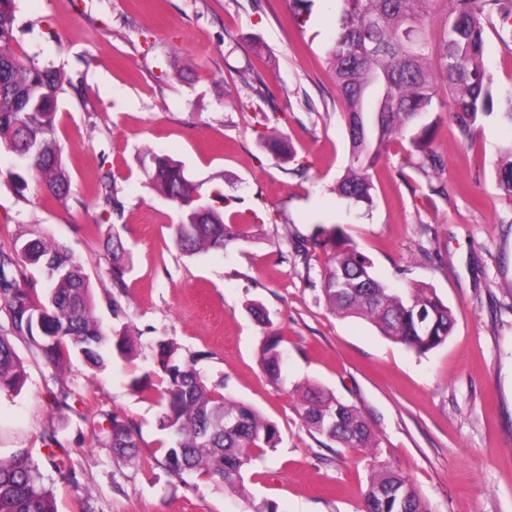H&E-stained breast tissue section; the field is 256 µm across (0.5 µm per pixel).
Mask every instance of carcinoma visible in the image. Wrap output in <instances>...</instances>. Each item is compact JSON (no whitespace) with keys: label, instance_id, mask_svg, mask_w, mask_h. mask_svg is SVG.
Instances as JSON below:
<instances>
[{"label":"carcinoma","instance_id":"carcinoma-1","mask_svg":"<svg viewBox=\"0 0 512 512\" xmlns=\"http://www.w3.org/2000/svg\"><path fill=\"white\" fill-rule=\"evenodd\" d=\"M15 0H0V149L15 165L6 179L22 188L30 175L40 192L67 198L71 179L56 136L59 96L73 82L63 72L15 49ZM336 38L328 50L351 160L336 183V193L353 206L373 202L370 168L392 140L411 133L421 154L405 165L426 174L443 166L430 150L439 108L448 113L462 142L471 140L478 116L489 113L493 76L484 63L487 33L512 50V0H340ZM147 178L180 211L174 242L187 254L224 249L249 238L250 224H226L224 202L216 191L202 200L199 185L181 164L153 151L143 155ZM497 183L512 201V143L501 149ZM316 245H336L320 287L326 303L342 318H358L381 335L420 354L448 340L452 310L424 284L394 288L374 271L372 261L346 243L336 226L317 230ZM110 256L103 271L115 288L125 287L128 272L121 238L106 241ZM37 270L45 293L38 295L26 274ZM0 312L9 328H0V392H13L23 381V365L13 339L22 338L45 364L60 369L78 356L92 370L103 371L114 356L133 354L132 338L112 335L94 314L90 277L63 245L33 231L0 248ZM282 337L273 333L262 346L264 373L282 378ZM156 369L131 380V387L162 406L158 430L164 466L176 475L192 472L249 502L245 472L267 448L279 442L277 425L254 408L224 395L197 369L198 354L156 343ZM160 376V382L153 376ZM306 428L341 448H372L375 436L361 413L323 387H300L298 408ZM107 444L123 458L135 456L138 431L117 417L107 419ZM365 512H428L412 484L386 470L371 476ZM0 512H58L52 489L37 464L18 454L0 460Z\"/></svg>","mask_w":512,"mask_h":512}]
</instances>
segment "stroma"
<instances>
[{"label": "stroma", "instance_id": "stroma-1", "mask_svg": "<svg viewBox=\"0 0 512 512\" xmlns=\"http://www.w3.org/2000/svg\"><path fill=\"white\" fill-rule=\"evenodd\" d=\"M339 10V0H313L302 19L290 0H15L19 47L76 85L56 117L72 190L58 201L0 180V247L24 229L53 237L83 263L103 326L137 339L101 373L78 358L55 371L15 343L26 381L0 394V457L28 452L58 512H244L247 501L161 465V408L130 387L161 339L199 353L211 383L277 425V447L246 474L249 501L363 512L371 476L394 470L428 512H512V202L496 180L512 127L481 117L464 146L441 118L432 148L445 166L430 175L403 167L412 147L395 140L371 170L373 204L348 206L334 191L350 145L327 64ZM277 134L293 159L266 149ZM149 148L181 162L202 192L221 186L228 212L259 216L252 237L183 254L178 210L140 164ZM106 178L119 203L109 214L96 196ZM335 226L393 285L435 288L455 316L443 345L419 354L330 310L320 292L330 251L310 248L303 261L286 239ZM115 233L129 253L122 289L98 274ZM272 330L288 355L277 383L260 359ZM62 383L71 396L59 411ZM307 383L354 405L374 448L310 433L296 409ZM112 415L138 428L135 458L106 446L99 426ZM49 427L75 484L46 460Z\"/></svg>", "mask_w": 512, "mask_h": 512}]
</instances>
